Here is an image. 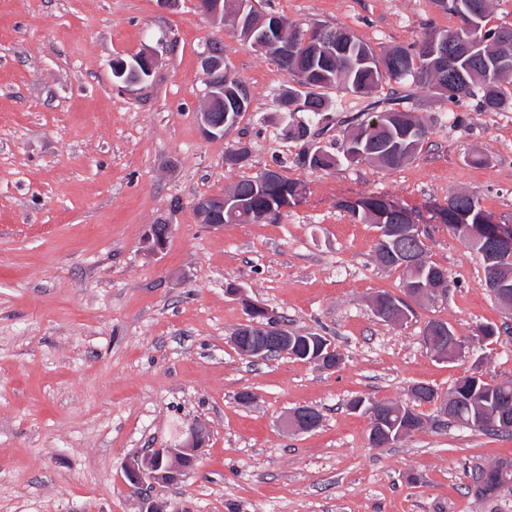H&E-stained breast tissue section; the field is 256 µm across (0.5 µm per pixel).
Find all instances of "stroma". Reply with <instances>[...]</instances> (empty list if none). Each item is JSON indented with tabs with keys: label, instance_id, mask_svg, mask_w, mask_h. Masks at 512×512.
<instances>
[{
	"label": "stroma",
	"instance_id": "1",
	"mask_svg": "<svg viewBox=\"0 0 512 512\" xmlns=\"http://www.w3.org/2000/svg\"><path fill=\"white\" fill-rule=\"evenodd\" d=\"M261 8L303 31L347 28L379 54L460 25L435 0ZM212 42L252 104L208 140L199 55ZM145 50L160 59L152 78L118 90L112 61ZM294 83L195 0H0V512H140L128 461L193 424L208 431L195 467L153 491L167 512H512V484L486 499L467 490L472 469L512 461V435L411 398L417 384L444 397L467 374L512 377V309L444 217L466 191L512 223V109L385 85L373 99L403 97L430 119L418 158L316 172L304 152L335 149L365 103L333 89L328 117L289 114L280 96ZM302 120L304 140L291 134ZM241 146L247 160L231 164ZM268 168L299 184L297 200L258 223L201 222L200 197ZM372 196L411 213L452 279L399 326L371 299L399 293L402 272L378 262L377 227L347 208ZM161 220L173 232L155 254L146 239ZM250 301L291 332L328 338L339 366L241 356L230 339ZM432 320L466 338L487 324L499 334L443 362L422 340ZM357 398L413 405L424 426L375 447ZM302 406L319 411L315 430L288 426Z\"/></svg>",
	"mask_w": 512,
	"mask_h": 512
}]
</instances>
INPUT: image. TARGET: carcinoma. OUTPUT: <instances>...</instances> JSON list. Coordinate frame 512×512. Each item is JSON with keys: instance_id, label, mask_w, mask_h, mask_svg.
I'll return each instance as SVG.
<instances>
[{"instance_id": "cac0c4a2", "label": "carcinoma", "mask_w": 512, "mask_h": 512, "mask_svg": "<svg viewBox=\"0 0 512 512\" xmlns=\"http://www.w3.org/2000/svg\"><path fill=\"white\" fill-rule=\"evenodd\" d=\"M445 9L455 13L463 25L455 31H440L431 34L418 48L390 49L382 56V63H373L365 67H355L352 60L366 51H372L367 44L359 41L348 29L344 27L318 28L315 33H324L325 37L342 43V53L336 55V60L328 64L319 63L315 66L305 64L303 57L297 55L287 61H278L280 69L289 75L298 77V83L306 86L308 91L303 96L309 99L311 112L315 116L328 112L332 107V100L324 94L328 89H342L354 96L368 95L384 84H404L411 82L422 88L437 90L448 97V101L456 104L461 99L481 93V107L485 110L499 112L512 108V102L505 97L500 88L501 81L509 76L506 71L494 78L487 77L485 70L480 66L479 58L487 54H496L502 50L504 42L512 44V27L488 28L484 20L490 9V0H473L479 3L477 15H472L464 7L457 5L458 0H437ZM443 42L453 48L466 42H474L477 48L462 62L452 60L448 62V75H439L432 72L431 60L427 58L424 45L433 42ZM414 128L419 132V138L401 139L407 130ZM428 123L426 119L415 113L405 112L402 119L394 124L385 121L376 126L359 123L355 130L343 137L336 144V150H321L303 158L302 163L315 171H327L344 162L368 161L382 168L394 169L414 159L420 152L421 144L427 135ZM374 141L378 144L401 145L399 157H391L383 153H372L366 156H357L352 144L359 139ZM233 195H242L252 198L251 209L235 215L229 213L215 214L210 218L213 224H249L257 216L279 208L299 195L298 184L278 177L273 182L256 193L252 179H242L231 190ZM454 202L450 203L446 212V223L458 232L463 240H468L462 224H474L479 220H489V215L482 207L479 196L475 193H459L452 196ZM352 214L362 221L372 224H400L407 221L406 210L394 207L393 204L378 198H366L351 206ZM471 247L482 256L486 287L495 292V283L490 280V268H495L497 279L507 283L512 289V255L509 257L488 253L483 246L475 243ZM382 243H377L376 253L384 265L402 271V284L414 285L420 288L439 289L445 293L450 288L448 271L434 264L424 257L426 248H421L422 257L413 263L404 265L394 258L382 255ZM458 399L455 410L450 418L461 424H468L469 413L482 409L483 426L479 430L493 432L491 425L496 418L498 409L506 406L512 410V378L489 384L484 380L469 377L462 388L457 390ZM387 414L396 413L403 406L396 403H386ZM405 410V409H403ZM401 423L420 429L423 418L414 410H405ZM472 483L489 484L500 489L507 483H512V472L501 475L494 468H479L472 472Z\"/></svg>"}]
</instances>
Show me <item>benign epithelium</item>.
<instances>
[{"label": "benign epithelium", "mask_w": 512, "mask_h": 512, "mask_svg": "<svg viewBox=\"0 0 512 512\" xmlns=\"http://www.w3.org/2000/svg\"><path fill=\"white\" fill-rule=\"evenodd\" d=\"M198 7L217 23L224 22V0H197ZM238 12L234 14L236 31L255 48L264 50L270 46L276 49V56L284 57L293 50V43L286 38L276 39L272 33H280L281 21L276 15L264 17L268 25L264 28L251 23L247 15L249 9H257L256 0H236ZM305 47L311 59L326 58L332 54V45L322 40L315 32H309L305 38ZM158 56L151 50H145L130 61L119 60L114 63L113 80L127 87L142 84L150 78L159 66ZM200 65L206 82V105L198 113V125L206 139H222L236 127L240 117L224 114L215 110V106L224 104V97L232 99L240 112L250 110V95L245 85L236 77L224 71V59L215 46H208L200 55ZM196 207L203 216H210L216 211L231 209L235 212L247 208V202L240 198L218 197L200 200ZM474 237L491 252L509 256L512 254L511 224H474ZM173 225L159 222L151 225L147 241L154 253L162 251L172 234ZM379 238L384 244V251L395 250L404 239L426 241L423 228L419 224L381 225ZM423 290L414 286L404 289L403 304L393 310L376 308L374 312L384 322L401 324L409 318L407 308L420 301ZM251 320L246 323L252 332L249 343L241 344V337L234 335L231 343L240 349L242 355L254 360H265L280 351L287 352L295 348L299 335L283 327L278 318L267 308L248 303ZM320 350L309 359L326 370L336 369V362L329 358L333 353L326 339L319 338ZM351 409L367 414L371 421L370 440L377 447L390 446L409 435V431L399 424H389L379 412V403L356 399ZM289 424L297 430H311L318 426L315 413L308 407L293 411ZM206 440V430L201 425H191L182 431L180 441L170 448H156L153 452L132 459L126 466L125 477L130 485L142 488H154L171 484L180 479L182 473L191 468L199 456Z\"/></svg>", "instance_id": "7a95c632"}]
</instances>
